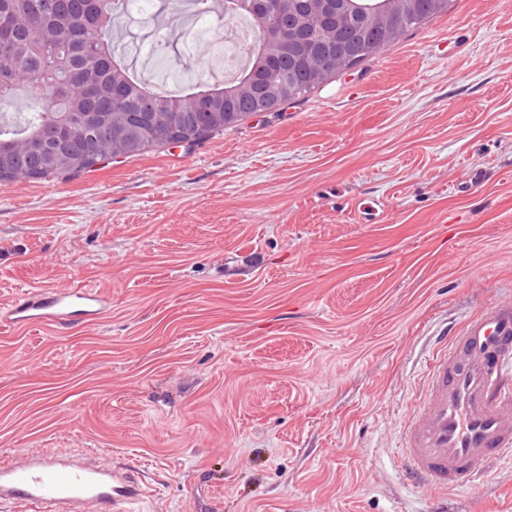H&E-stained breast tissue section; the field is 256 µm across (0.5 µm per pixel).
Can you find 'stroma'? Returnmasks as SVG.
<instances>
[{"label":"stroma","instance_id":"stroma-1","mask_svg":"<svg viewBox=\"0 0 512 512\" xmlns=\"http://www.w3.org/2000/svg\"><path fill=\"white\" fill-rule=\"evenodd\" d=\"M130 13L138 75L224 81V27ZM81 285L103 318L0 321V463L99 453L140 512H512V465L433 492L394 457L436 333L512 300V0H449L201 144L0 183V312Z\"/></svg>","mask_w":512,"mask_h":512}]
</instances>
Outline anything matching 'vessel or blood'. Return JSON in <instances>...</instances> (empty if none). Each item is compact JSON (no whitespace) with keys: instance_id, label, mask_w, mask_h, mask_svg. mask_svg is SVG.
<instances>
[{"instance_id":"1","label":"vessel or blood","mask_w":512,"mask_h":512,"mask_svg":"<svg viewBox=\"0 0 512 512\" xmlns=\"http://www.w3.org/2000/svg\"><path fill=\"white\" fill-rule=\"evenodd\" d=\"M106 306L92 286L37 290L16 299L5 318L60 327L101 318ZM438 345L423 401L403 435L408 480L433 491L472 486L489 459L512 461V302L471 317ZM142 496L138 474L93 453L26 452L0 466V508L132 512Z\"/></svg>"}]
</instances>
